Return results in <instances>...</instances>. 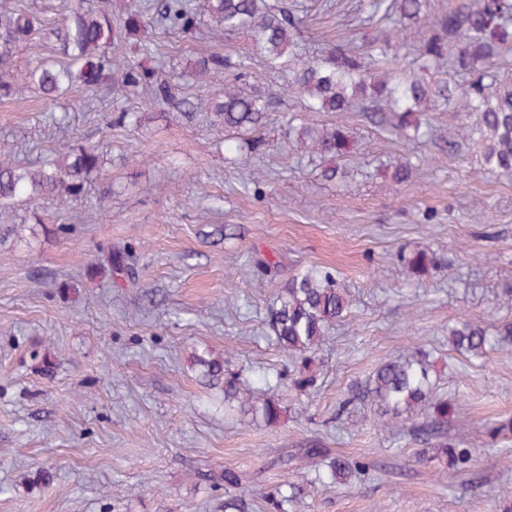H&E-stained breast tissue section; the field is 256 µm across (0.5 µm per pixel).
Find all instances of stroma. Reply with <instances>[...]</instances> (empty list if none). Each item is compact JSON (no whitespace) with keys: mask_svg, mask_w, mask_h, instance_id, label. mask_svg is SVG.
Wrapping results in <instances>:
<instances>
[{"mask_svg":"<svg viewBox=\"0 0 512 512\" xmlns=\"http://www.w3.org/2000/svg\"><path fill=\"white\" fill-rule=\"evenodd\" d=\"M301 28L307 54L384 39L385 23L357 26L363 0H330ZM165 67L232 51L252 61L251 89L273 99L264 144L239 163L237 136L193 121L151 119L142 132L111 126L140 100L106 90L67 92L60 105L0 97V153L43 159L63 144L97 145L108 161L73 211L55 200L16 203L22 241L0 245V512H225L229 494L212 476L238 472L248 512H275L281 485L303 497L288 512H504L512 486V437L490 436L512 418V353L468 359L448 344V326L512 322V174L485 171L480 151L444 144L464 115L426 112L417 144L364 113L315 115L342 122L358 150L346 184L320 176L322 161L290 147L285 132L305 115L283 93L285 75L255 59L248 33L220 41L135 35ZM67 113L65 127L54 116ZM410 157L419 171L394 184L384 162ZM93 211V223L73 212ZM131 253L136 281L114 287L100 260L105 244ZM428 248L442 263L407 273L402 252ZM333 273L352 299L316 362L315 384L283 390L284 424L227 411L199 381L193 351H231L229 367L264 393L262 375L292 376L266 325L276 289L304 265ZM426 350L438 392L454 403L473 450L467 474L443 479V463L420 457L409 431L373 420L352 424L339 409L384 359ZM363 460L348 484L323 485L301 449Z\"/></svg>","mask_w":512,"mask_h":512,"instance_id":"obj_1","label":"stroma"}]
</instances>
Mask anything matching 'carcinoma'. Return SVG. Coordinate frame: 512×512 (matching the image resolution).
Here are the masks:
<instances>
[{
    "label": "carcinoma",
    "mask_w": 512,
    "mask_h": 512,
    "mask_svg": "<svg viewBox=\"0 0 512 512\" xmlns=\"http://www.w3.org/2000/svg\"><path fill=\"white\" fill-rule=\"evenodd\" d=\"M106 7L93 9L81 5L53 24H46L29 9L0 3V95L22 96L36 90L53 99L73 87H105L113 97L140 96L147 107H169L184 116L209 114L217 127L251 135V139L227 145V151L249 152L261 143L256 134L264 127L272 101L269 97L243 88L248 75L246 60L227 51L193 56L181 76L213 80L221 72L232 73L224 85L195 102L177 98L175 77L125 57L119 61L110 54L112 45L129 38L143 24L163 31L190 34L201 19L213 30L226 35L245 30L255 53L266 68L276 70L284 62L292 64L285 92L302 101L308 113L355 110L378 124H388L402 132L425 135L420 113L434 105L474 116L461 125L463 138L482 152L483 165L512 173V78L501 74L507 56L512 55V0H461L437 15H430L427 0H368L363 23L386 20L392 36H402L408 23L419 26L422 36L412 43L415 60L425 71L439 70L443 64L462 77L430 83L419 73L388 58L387 41L371 42L356 50L334 45L316 56L300 48V25L311 7L302 0H148L128 2L119 15L112 14V0ZM39 37L54 43L60 54L57 61L29 62L19 68L12 63V49ZM144 113L118 111L111 125L138 128ZM288 142L325 159L329 166L321 171L327 181L342 183L348 175L345 161L354 153L355 141L347 128L338 123L320 126L313 122L288 128ZM103 166V155L92 145H65L58 157L25 165L0 157V233L3 240L20 238L23 224L12 218L10 201L51 197L62 202L85 195L88 183ZM104 264L111 275H132L130 257L125 250L107 248ZM439 258L429 249L400 255L402 266L411 274H423L437 266ZM348 291L324 267L311 264L292 273L277 289L268 310L267 322L276 345L293 361L298 377L291 386L303 390L313 384L307 375L328 330L350 313ZM499 339L488 335L479 319H467L448 327V344L472 358L504 344H512V323L498 330ZM224 357L213 352L191 355L201 382L224 392V404L237 406L244 416H261L268 425L279 423L282 401L275 392L282 378L266 382L268 396L255 397L248 380L224 369ZM433 363L420 353L406 360L381 361L365 386L351 392L345 405L362 400L373 408L377 424L389 428L412 422L413 438L445 458L444 473L457 475L472 461L469 448L448 442V417L452 407L436 392L432 381ZM366 471L357 459L333 457L328 479L346 483Z\"/></svg>",
    "instance_id": "1"
}]
</instances>
